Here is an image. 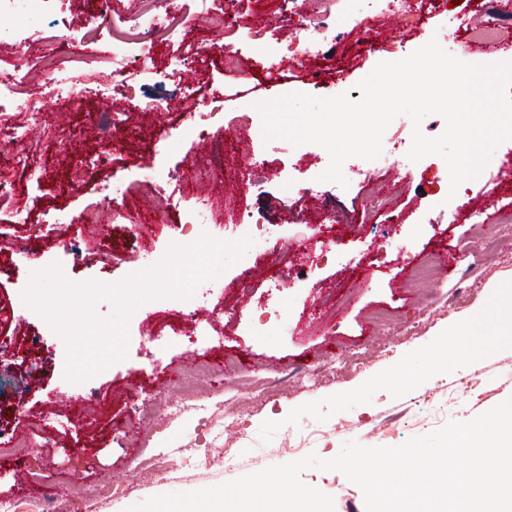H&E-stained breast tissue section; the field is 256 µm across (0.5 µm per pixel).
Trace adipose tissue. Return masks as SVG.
<instances>
[{
	"label": "adipose tissue",
	"instance_id": "1",
	"mask_svg": "<svg viewBox=\"0 0 512 512\" xmlns=\"http://www.w3.org/2000/svg\"><path fill=\"white\" fill-rule=\"evenodd\" d=\"M457 334L459 339L444 365L456 366L483 347L512 342V298L495 300L482 311L463 316Z\"/></svg>",
	"mask_w": 512,
	"mask_h": 512
}]
</instances>
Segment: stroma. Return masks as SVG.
<instances>
[{"label":"stroma","instance_id":"1","mask_svg":"<svg viewBox=\"0 0 512 512\" xmlns=\"http://www.w3.org/2000/svg\"><path fill=\"white\" fill-rule=\"evenodd\" d=\"M422 24L407 30L397 55L405 58L438 39L451 55H459L474 33L453 31L448 23L479 24L498 12L503 0H426ZM163 18L154 34L153 75L142 78L139 56L126 63L128 75L108 97L91 96L89 106L73 109L67 102H48L30 132V168L44 174L33 185L30 168L13 167L15 143L7 129L13 118H0V167H12L15 196L0 198V225L14 238L32 243L37 264H59L72 283L115 284L160 262L171 240L170 225L182 215L168 211L155 222L150 213L158 191L140 181L143 165L176 170L206 159L201 140H177L191 106L229 95L224 114L227 144L223 171L251 180L241 202L250 224L234 227L217 211L205 232L214 239L251 237L246 254L219 276L226 283L223 313L212 319L200 346L235 355V364L201 379L198 392L211 404L208 416L177 411L182 399L179 371L187 363L189 342L183 336L152 335L140 324L150 313L169 305L187 309L185 300H150L140 305L128 325L126 356L82 383L64 385L67 346L62 336L48 334L44 319L17 314L16 296L27 288L29 266L17 263L10 249L0 248V379L10 380L0 394V434L27 433L36 446L22 457L0 458V497L15 499L21 512H35L44 491L97 489L100 512L128 508L162 494L213 487L272 465L314 454L336 457L342 447H395L428 435L451 421L466 422L512 398V344L501 343L459 367L437 370L435 363L454 347L462 315L485 308L512 282V262L478 238L468 220V204L485 200L484 217L494 222L512 205V140L493 152L498 175L494 192L481 180L462 183L450 193L444 159L424 157L406 177L388 186L378 182L372 193L358 188L346 194L312 197L303 186L329 164L327 151L316 144L293 145L265 139L254 131L240 139L241 117L257 118L258 104L290 93L324 97L306 71L279 76L265 68L269 47L288 42L293 29L286 7L269 8V46H247L244 64L225 65L219 49L226 37L218 24L188 26L192 0H111L108 15H99L94 0H61L55 16L30 34L20 51L30 58L18 73L21 96L38 99L48 93L57 73L95 66L112 72L106 53L112 42H134L136 30L126 22L132 12ZM337 55L328 57L322 81H335L341 92L358 100V83L389 54L366 46L357 33L343 31ZM155 104L152 112L144 104ZM117 113L121 148L105 151L93 143L99 113ZM167 143L155 153L157 143ZM268 166H256L255 156ZM292 168L300 191L286 194L278 166ZM124 179L134 206L111 209L103 193L109 180ZM371 195L376 214L363 223L361 202ZM458 213L456 223L439 221L441 198ZM24 201L29 221L17 224L13 212ZM402 214L399 224H386L382 214ZM105 212L112 236L93 242L82 214ZM61 212L76 215L61 238L39 239L38 225L52 223ZM145 227L136 236L134 224ZM323 230L322 260L307 270L280 248ZM409 242L408 254L396 246ZM79 245L82 255L70 261L63 243ZM373 276H365V269ZM141 374H133L134 366ZM106 403L107 414L78 420L61 404L62 396ZM231 420L222 439L214 425ZM232 452L235 466L222 463ZM31 477L34 489L18 490L17 469ZM303 483L332 497L334 512H366L364 493L338 471L308 468Z\"/></svg>","mask_w":512,"mask_h":512}]
</instances>
